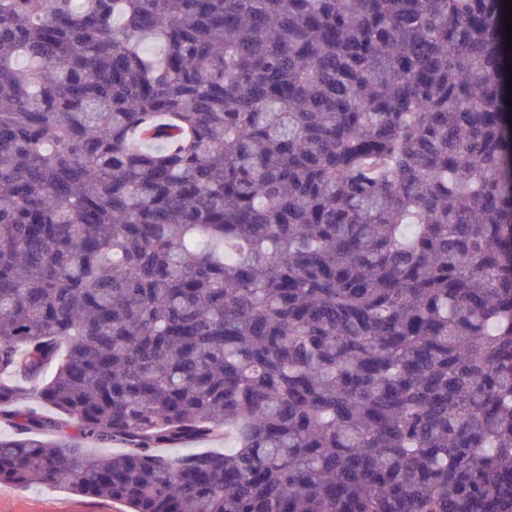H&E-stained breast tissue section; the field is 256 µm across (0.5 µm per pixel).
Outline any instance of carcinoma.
<instances>
[{"mask_svg":"<svg viewBox=\"0 0 512 512\" xmlns=\"http://www.w3.org/2000/svg\"><path fill=\"white\" fill-rule=\"evenodd\" d=\"M504 14L0 0V482L512 512Z\"/></svg>","mask_w":512,"mask_h":512,"instance_id":"obj_1","label":"carcinoma"}]
</instances>
